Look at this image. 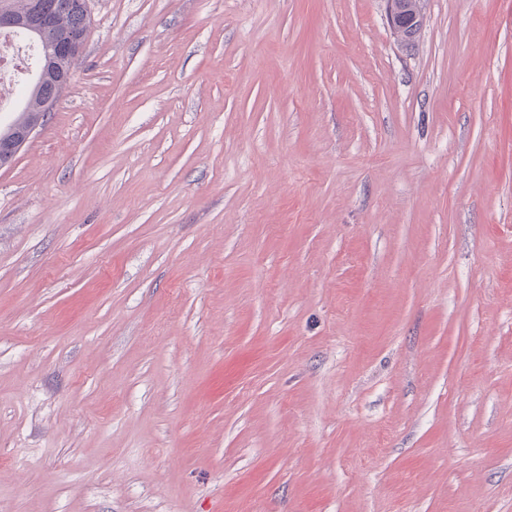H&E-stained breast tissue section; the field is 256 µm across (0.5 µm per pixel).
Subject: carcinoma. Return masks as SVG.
<instances>
[{"label":"carcinoma","mask_w":512,"mask_h":512,"mask_svg":"<svg viewBox=\"0 0 512 512\" xmlns=\"http://www.w3.org/2000/svg\"><path fill=\"white\" fill-rule=\"evenodd\" d=\"M0 9L14 15L23 26L13 29L22 37H28L24 25L31 23L37 29L35 43L57 50V66H70V52L85 46L90 26V16L85 14V0H0ZM62 94L56 84L45 81L41 84L28 83L23 90L20 109L13 123L21 127L32 117L43 113L51 99Z\"/></svg>","instance_id":"cac0c4a2"}]
</instances>
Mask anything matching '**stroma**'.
Listing matches in <instances>:
<instances>
[{
    "instance_id": "stroma-1",
    "label": "stroma",
    "mask_w": 512,
    "mask_h": 512,
    "mask_svg": "<svg viewBox=\"0 0 512 512\" xmlns=\"http://www.w3.org/2000/svg\"><path fill=\"white\" fill-rule=\"evenodd\" d=\"M0 512H512V0H91L0 168ZM411 1L423 2L420 0H384L388 26L396 38L399 37V30H401L400 39L408 44L416 41L421 30V28H414L413 25L419 23L423 26L424 24V16L418 12ZM407 26L411 27L403 29ZM64 90V89H63ZM52 81H45L41 84L29 82L23 90V98L20 109L16 112L14 119L11 121L17 127L27 125L22 128L14 126L5 127L0 135V168L11 164L20 150L32 137L34 132L43 125L48 112H52L57 102L49 105L47 112L46 104L51 99H59L62 92ZM42 113V114H41Z\"/></svg>"
}]
</instances>
